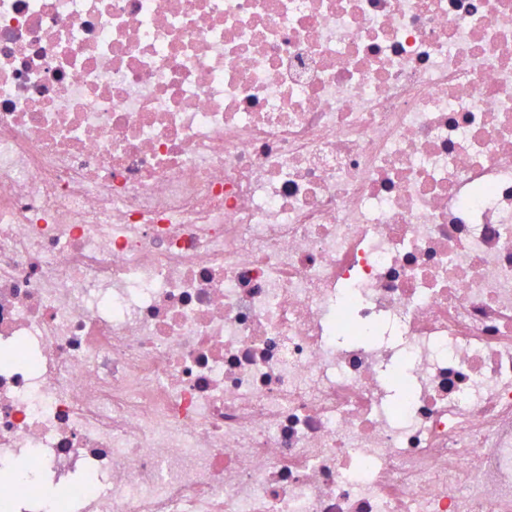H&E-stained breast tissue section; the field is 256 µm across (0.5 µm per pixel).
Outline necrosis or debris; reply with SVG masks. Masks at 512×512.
Listing matches in <instances>:
<instances>
[{"label":"necrosis or debris","instance_id":"necrosis-or-debris-1","mask_svg":"<svg viewBox=\"0 0 512 512\" xmlns=\"http://www.w3.org/2000/svg\"><path fill=\"white\" fill-rule=\"evenodd\" d=\"M0 512H512V0H0Z\"/></svg>","mask_w":512,"mask_h":512}]
</instances>
